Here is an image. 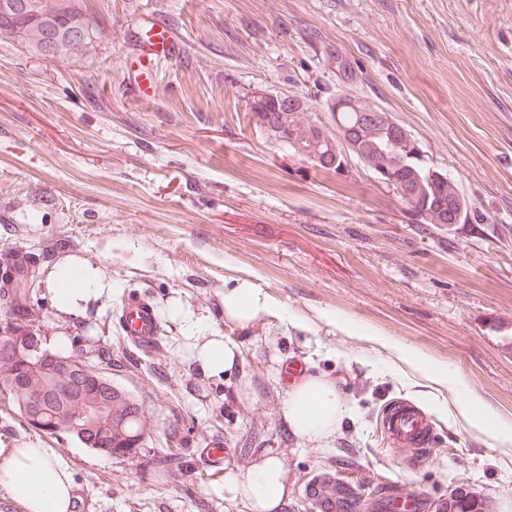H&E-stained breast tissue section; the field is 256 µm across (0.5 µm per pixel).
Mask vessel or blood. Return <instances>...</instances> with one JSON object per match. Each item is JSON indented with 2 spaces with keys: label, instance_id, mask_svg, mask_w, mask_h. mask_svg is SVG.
Segmentation results:
<instances>
[{
  "label": "vessel or blood",
  "instance_id": "vessel-or-blood-1",
  "mask_svg": "<svg viewBox=\"0 0 512 512\" xmlns=\"http://www.w3.org/2000/svg\"><path fill=\"white\" fill-rule=\"evenodd\" d=\"M181 43L166 24H159L158 31L144 43V51L139 58V67L134 70V78L151 76L158 59L177 56ZM118 323L125 336L136 347L148 348L160 333L159 320L149 299L134 297L128 299ZM385 433L396 447L404 452L418 454L429 448L435 437L433 422L415 407L397 403L387 407L382 415ZM311 494L317 501L319 512H427L424 499L412 498L405 491L380 493L364 499L354 495L348 485L340 484L336 493L327 497L320 486H313Z\"/></svg>",
  "mask_w": 512,
  "mask_h": 512
}]
</instances>
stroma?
<instances>
[{"mask_svg":"<svg viewBox=\"0 0 512 512\" xmlns=\"http://www.w3.org/2000/svg\"><path fill=\"white\" fill-rule=\"evenodd\" d=\"M88 3L104 36L83 58L36 57L0 35V252L39 256L43 346L93 341L86 362L152 424L130 456L47 436L71 464L73 512H249L216 488L270 454L287 469L279 512H318L309 489L324 475L451 512H512V447L471 430L446 388L396 356L408 347L456 371L512 419V0ZM157 18L182 50L158 62L145 100L127 65ZM264 91L306 98L330 132L341 95L390 113L467 198L464 223H417L357 157L339 174L268 138L249 112ZM69 263L111 296L64 314L47 286ZM243 280L300 327L226 319L224 291ZM134 294L156 309L162 351L120 332ZM175 303L237 339L239 369L196 371ZM288 363L354 407L331 441L283 420ZM397 400L431 416V450L411 457L383 434ZM216 439L218 466L203 453Z\"/></svg>","mask_w":512,"mask_h":512,"instance_id":"obj_1","label":"stroma"}]
</instances>
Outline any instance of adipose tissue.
Instances as JSON below:
<instances>
[{
	"mask_svg": "<svg viewBox=\"0 0 512 512\" xmlns=\"http://www.w3.org/2000/svg\"><path fill=\"white\" fill-rule=\"evenodd\" d=\"M53 292L61 310L73 314L106 295L107 290L92 271L65 266L56 276ZM172 312L181 321L190 358L202 375L219 377L236 369L240 345L235 339L213 329L188 308L176 306ZM224 315L242 328L262 316L281 320L289 317L287 311L272 304L264 293L246 281L225 289ZM399 355L432 373L437 383L447 385L459 415L470 428L487 436L496 447L512 445V421L501 418L474 398L461 375L433 367L407 348L400 349ZM281 412L294 434L326 441L334 434L339 421L352 416L353 409L335 384L315 374H303L292 380ZM286 478L282 460L269 455L246 473L227 475L224 488L232 498L246 503L251 512H274L286 496ZM0 490L20 505L23 512H71L76 500L69 462L56 449L42 444L0 447Z\"/></svg>",
	"mask_w": 512,
	"mask_h": 512,
	"instance_id": "adipose-tissue-1",
	"label": "adipose tissue"
}]
</instances>
